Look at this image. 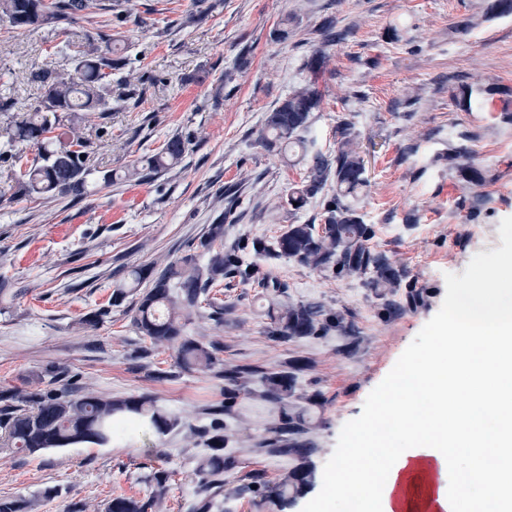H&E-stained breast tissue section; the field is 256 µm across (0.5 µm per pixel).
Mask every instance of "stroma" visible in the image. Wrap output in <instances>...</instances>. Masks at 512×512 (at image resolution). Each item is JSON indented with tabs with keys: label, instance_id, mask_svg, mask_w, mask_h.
Wrapping results in <instances>:
<instances>
[{
	"label": "stroma",
	"instance_id": "35a3bbf8",
	"mask_svg": "<svg viewBox=\"0 0 512 512\" xmlns=\"http://www.w3.org/2000/svg\"><path fill=\"white\" fill-rule=\"evenodd\" d=\"M101 3L74 27L126 57L137 94L89 115L92 192L78 203L18 194L37 150L9 142L13 117L44 95L38 72L72 70L73 52L55 26L0 19V195L12 199L0 206V280L16 291L0 300V391L44 388L55 369L106 394L150 395L180 426L103 447L0 452V497H40L39 512H104L120 494L151 497L160 480L166 491L150 512H192L198 451L185 436L207 424L209 405L223 403L224 384L179 370L172 348L133 329L135 295L115 304L112 291L131 267L200 254L218 215L228 249L320 224L335 180L291 210L288 195L310 162L289 163L258 141L267 112L314 79L324 100L311 115L313 149L334 157L344 127L361 147L368 183L358 212L374 251L399 271V288L266 258L283 303L320 304L339 329L273 339L259 288L235 278L224 282L223 323L192 322L187 332L219 344L228 368L278 372L304 362L293 400L307 411L302 440L313 475L286 512H343L328 479L351 430L373 412L386 380L422 358L458 289L512 256V12L490 10L491 0H208L204 15L196 0ZM243 52L249 65L238 72ZM316 55L318 75L309 67ZM475 73L491 97L484 111L468 112L454 96ZM175 135L189 142L179 164L146 183L124 180ZM475 170L483 185L469 183ZM106 305L96 330L79 328ZM239 405L225 434L243 467L224 483V512H277L256 508L260 492L239 487L255 471L267 485L283 484L295 462L260 451L276 409L256 384L245 382Z\"/></svg>",
	"mask_w": 512,
	"mask_h": 512
}]
</instances>
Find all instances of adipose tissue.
<instances>
[{
    "label": "adipose tissue",
    "instance_id": "1",
    "mask_svg": "<svg viewBox=\"0 0 512 512\" xmlns=\"http://www.w3.org/2000/svg\"><path fill=\"white\" fill-rule=\"evenodd\" d=\"M449 317L424 363L383 389L331 477L364 512H512V274H480Z\"/></svg>",
    "mask_w": 512,
    "mask_h": 512
}]
</instances>
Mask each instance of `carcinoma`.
<instances>
[{
	"mask_svg": "<svg viewBox=\"0 0 512 512\" xmlns=\"http://www.w3.org/2000/svg\"><path fill=\"white\" fill-rule=\"evenodd\" d=\"M94 0H0V17L15 28L39 25L71 24L76 16L90 9ZM77 40L74 71L71 73L42 70L38 77L46 87L45 95L33 111L15 123L16 139L32 144L39 161L24 173L18 191L38 194L46 199L88 195V148L91 135L80 126L61 123L60 112H100L108 109L106 95L112 73L123 70L126 58L112 56V50L97 45L89 34L74 32ZM322 93L318 79L295 88L288 98L267 113L258 134L260 144L269 151L288 148L308 151L307 133L311 114L320 110ZM188 141L180 136L169 138L161 149L146 156L141 164L128 170L125 179L143 182L180 163ZM336 179V195L325 208V222L290 224L270 243L264 238L251 242L257 256L293 258L299 263L320 269L336 266L350 273L367 276L373 288H395L399 277L394 267L369 246L370 227L363 223L348 199L358 197L366 186L365 165L358 145L348 130L340 132L334 161L316 155L307 176L288 195V205L299 210L318 195L329 177ZM205 261L195 255L170 260L155 259L149 271L134 267L127 279L112 292V302L122 300L127 290L138 291L133 317L137 332L154 346L168 345L176 350L177 366L183 371L206 369L224 380V403L209 408L208 427L193 432L203 439L205 451L198 458L196 471L201 488L195 512H214L216 498L224 480L240 468L235 452L224 447V417L232 418V405L240 396L243 378L254 380L263 397L277 405L278 422L274 436L259 447L271 457L300 460L289 474L293 491H298L312 471L305 462L308 448L299 447L306 431L304 413L290 402L295 389L299 362L290 370L269 372L257 367L224 368L213 343L186 335L190 316L211 320L224 315V303L209 297L213 289L224 285V278L236 272L241 279L263 289L269 300L270 333L277 339L319 336L336 328V319L324 316L321 306L307 303L280 306V286L267 273L241 256L224 250V215L209 225L200 243ZM52 388L22 393L6 389L0 392V451L35 453L56 448H70L89 443L106 446L114 440L141 435H166L179 425L178 418L145 396L118 397L104 394L90 383L76 389ZM40 499L0 498V512H36ZM149 503L118 496L107 503V512H147Z\"/></svg>",
	"mask_w": 512,
	"mask_h": 512,
	"instance_id": "cac0c4a2",
	"label": "carcinoma"
}]
</instances>
